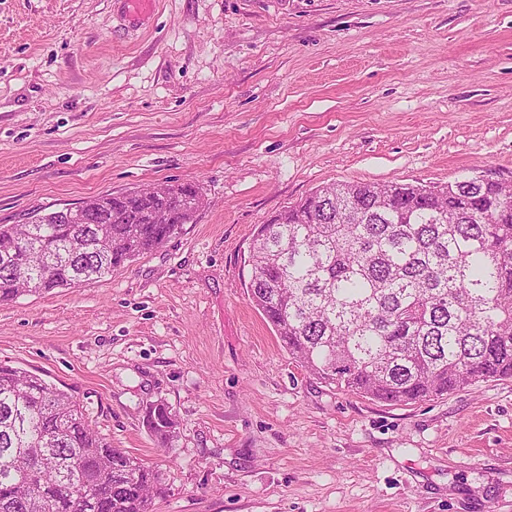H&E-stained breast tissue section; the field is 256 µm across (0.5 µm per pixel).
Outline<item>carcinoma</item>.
Wrapping results in <instances>:
<instances>
[{
    "instance_id": "1",
    "label": "carcinoma",
    "mask_w": 512,
    "mask_h": 512,
    "mask_svg": "<svg viewBox=\"0 0 512 512\" xmlns=\"http://www.w3.org/2000/svg\"><path fill=\"white\" fill-rule=\"evenodd\" d=\"M107 195L89 224L57 211L0 225V303L74 288L196 220L192 183ZM158 210L171 223L154 224ZM250 301L288 355L337 389L389 404L512 378V185L333 183L257 225ZM147 428L167 448L161 400ZM28 460L29 466L21 465ZM158 471L115 448L80 404L0 363V512H152Z\"/></svg>"
}]
</instances>
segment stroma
<instances>
[{"label":"stroma","instance_id":"obj_1","mask_svg":"<svg viewBox=\"0 0 512 512\" xmlns=\"http://www.w3.org/2000/svg\"><path fill=\"white\" fill-rule=\"evenodd\" d=\"M479 176L512 181V0H0V224L167 181L206 201L126 268L0 305V362L159 470L154 512H512V378L339 391L245 288L256 225L319 187ZM147 428L161 447L168 448L178 436L179 421L163 401L157 400L149 405Z\"/></svg>","mask_w":512,"mask_h":512}]
</instances>
